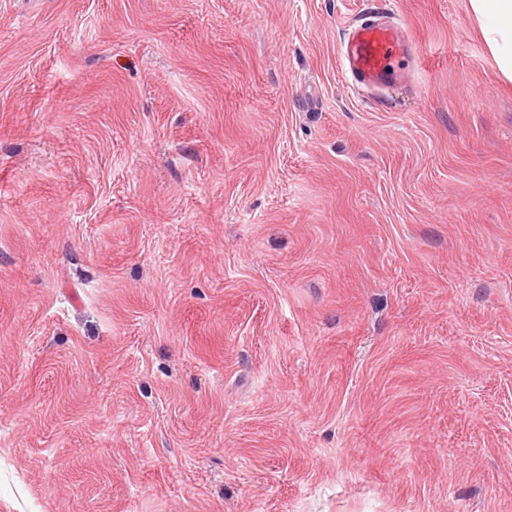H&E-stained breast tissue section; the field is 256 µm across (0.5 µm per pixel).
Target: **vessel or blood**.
Returning <instances> with one entry per match:
<instances>
[{"mask_svg": "<svg viewBox=\"0 0 512 512\" xmlns=\"http://www.w3.org/2000/svg\"><path fill=\"white\" fill-rule=\"evenodd\" d=\"M408 51V36L398 23L362 19L352 24L341 47L343 68L356 85L388 86L395 78L393 62Z\"/></svg>", "mask_w": 512, "mask_h": 512, "instance_id": "b4317fda", "label": "vessel or blood"}]
</instances>
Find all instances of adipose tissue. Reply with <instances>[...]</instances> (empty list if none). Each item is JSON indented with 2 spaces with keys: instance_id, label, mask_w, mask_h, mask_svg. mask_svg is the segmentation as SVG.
I'll list each match as a JSON object with an SVG mask.
<instances>
[{
  "instance_id": "ef3b65f1",
  "label": "adipose tissue",
  "mask_w": 512,
  "mask_h": 512,
  "mask_svg": "<svg viewBox=\"0 0 512 512\" xmlns=\"http://www.w3.org/2000/svg\"><path fill=\"white\" fill-rule=\"evenodd\" d=\"M471 7L501 75L512 81V0H471Z\"/></svg>"
}]
</instances>
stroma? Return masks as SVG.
Returning <instances> with one entry per match:
<instances>
[{"label": "stroma", "instance_id": "stroma-1", "mask_svg": "<svg viewBox=\"0 0 512 512\" xmlns=\"http://www.w3.org/2000/svg\"><path fill=\"white\" fill-rule=\"evenodd\" d=\"M370 14L413 42L382 96ZM0 512H512L470 0H0ZM408 51V35L398 23L360 19L344 35L343 68L356 85L386 87L395 78L393 62Z\"/></svg>", "mask_w": 512, "mask_h": 512}]
</instances>
